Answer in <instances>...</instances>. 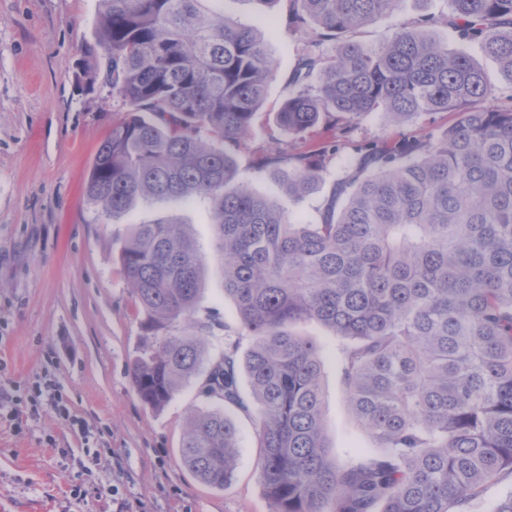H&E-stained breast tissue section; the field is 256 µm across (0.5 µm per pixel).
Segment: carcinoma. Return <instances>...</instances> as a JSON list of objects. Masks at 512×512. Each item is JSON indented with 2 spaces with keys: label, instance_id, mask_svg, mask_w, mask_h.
I'll return each mask as SVG.
<instances>
[{
  "label": "carcinoma",
  "instance_id": "cac0c4a2",
  "mask_svg": "<svg viewBox=\"0 0 512 512\" xmlns=\"http://www.w3.org/2000/svg\"><path fill=\"white\" fill-rule=\"evenodd\" d=\"M312 36L277 129L297 149L257 168L299 202L337 145L372 114L395 123L453 112L439 136L358 148L319 224H301L240 183L235 153L254 132L276 64L263 35L224 0H99L80 46L84 92L103 82L125 106L100 146L85 196L115 221L152 201L203 200L224 296L252 345L215 361L198 318L208 266L191 226L161 218L112 233L143 314L130 377L160 410L184 385L253 410L272 512H471L512 472V104L469 57L399 30L377 50L323 46L400 0H296ZM452 25L482 42L512 91V0H448ZM318 73L310 89L302 81ZM314 320L341 343L343 394L377 453L331 455L322 424L321 347L292 328ZM249 387L245 402L240 377ZM238 432L220 409L193 412L183 464L221 488Z\"/></svg>",
  "mask_w": 512,
  "mask_h": 512
}]
</instances>
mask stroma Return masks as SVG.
Returning <instances> with one entry per match:
<instances>
[{
    "mask_svg": "<svg viewBox=\"0 0 512 512\" xmlns=\"http://www.w3.org/2000/svg\"><path fill=\"white\" fill-rule=\"evenodd\" d=\"M291 8V0L225 5L239 23L262 33L276 61L255 133L235 159L249 190L282 204L287 195L253 164L294 146L293 137H269L309 37L288 27ZM97 11L98 0H0V512H271L250 412L223 407L238 430V459L231 480L215 489L184 466L180 450L190 414L216 408V401L195 380L156 411L131 386L142 315L112 250L113 227L96 221L84 194L100 145L123 117L108 87L77 88V48L91 38ZM400 28L467 53L494 87L485 106L507 105L497 64L478 43L457 36L448 0H400L393 14L349 39L374 50ZM455 118L441 112L400 125L381 115L361 121L329 175L293 206L296 218L320 223L336 178L350 171L358 146L435 135ZM164 215L191 225L202 252L214 256L202 203L143 204L128 220L146 224ZM223 287L217 266H210L200 314L221 325L213 352L232 350L241 358L252 340ZM298 331L322 348L325 439L332 453L342 460L375 453L342 394L340 353L330 332L316 322ZM63 407L70 420L62 419ZM90 448L97 460L87 456Z\"/></svg>",
    "mask_w": 512,
    "mask_h": 512,
    "instance_id": "obj_1",
    "label": "stroma"
}]
</instances>
